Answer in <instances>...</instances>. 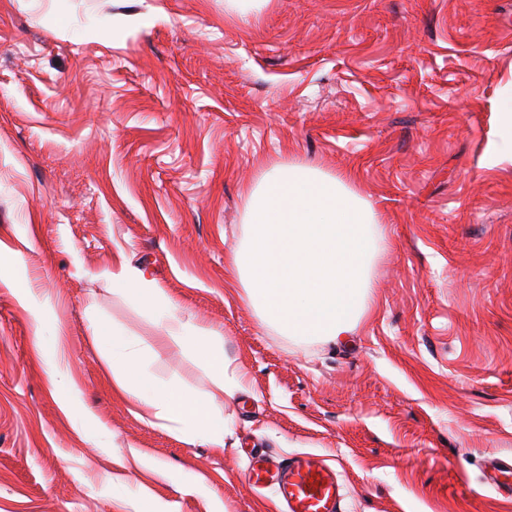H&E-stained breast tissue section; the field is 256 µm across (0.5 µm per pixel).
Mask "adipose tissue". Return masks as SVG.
Listing matches in <instances>:
<instances>
[{
  "label": "adipose tissue",
  "mask_w": 512,
  "mask_h": 512,
  "mask_svg": "<svg viewBox=\"0 0 512 512\" xmlns=\"http://www.w3.org/2000/svg\"><path fill=\"white\" fill-rule=\"evenodd\" d=\"M112 280L119 284L121 293L152 310L166 341L192 350L214 385L224 388L228 371L224 350L207 329L184 320L143 272L133 273L123 266L113 272ZM94 336L110 352L106 364L113 391L131 399L143 420L179 422L211 447H223L224 416L210 396L184 393L146 374L142 369L144 348L119 329L101 323Z\"/></svg>",
  "instance_id": "1"
}]
</instances>
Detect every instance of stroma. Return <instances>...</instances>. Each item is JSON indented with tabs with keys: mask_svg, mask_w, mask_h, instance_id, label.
Returning a JSON list of instances; mask_svg holds the SVG:
<instances>
[{
	"mask_svg": "<svg viewBox=\"0 0 512 512\" xmlns=\"http://www.w3.org/2000/svg\"><path fill=\"white\" fill-rule=\"evenodd\" d=\"M509 98L512 0H265L245 21L225 0H0V251L22 257L0 280V512H277L244 482L254 450L323 456L345 512H512L485 471L512 456ZM278 164L349 176L377 212L343 341L283 336L226 284ZM123 264L219 336L234 396L113 293ZM98 321L212 394L223 447L113 394Z\"/></svg>",
	"mask_w": 512,
	"mask_h": 512,
	"instance_id": "35a3bbf8",
	"label": "stroma"
}]
</instances>
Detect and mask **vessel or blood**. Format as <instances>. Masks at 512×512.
Masks as SVG:
<instances>
[{
  "label": "vessel or blood",
  "instance_id": "b4317fda",
  "mask_svg": "<svg viewBox=\"0 0 512 512\" xmlns=\"http://www.w3.org/2000/svg\"><path fill=\"white\" fill-rule=\"evenodd\" d=\"M485 468L497 493L512 497V458H490ZM245 478L252 491L271 490L283 512H343L338 474L318 455L298 453L276 464L256 459Z\"/></svg>",
  "mask_w": 512,
  "mask_h": 512
}]
</instances>
